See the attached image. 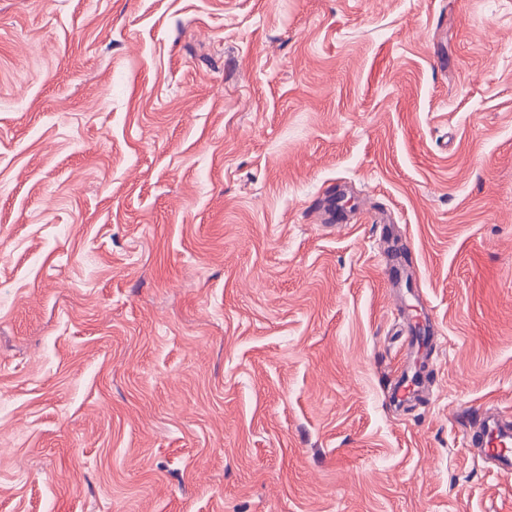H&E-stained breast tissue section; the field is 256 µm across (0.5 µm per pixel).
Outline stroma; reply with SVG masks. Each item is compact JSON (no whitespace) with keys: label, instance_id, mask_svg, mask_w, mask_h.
Instances as JSON below:
<instances>
[{"label":"stroma","instance_id":"stroma-1","mask_svg":"<svg viewBox=\"0 0 512 512\" xmlns=\"http://www.w3.org/2000/svg\"><path fill=\"white\" fill-rule=\"evenodd\" d=\"M487 407L512 0H0V512H512ZM465 445L474 456L492 466L497 473L512 472V421L487 408L477 431L469 432Z\"/></svg>","mask_w":512,"mask_h":512}]
</instances>
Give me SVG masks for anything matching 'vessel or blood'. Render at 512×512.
I'll return each mask as SVG.
<instances>
[{
  "label": "vessel or blood",
  "instance_id": "obj_1",
  "mask_svg": "<svg viewBox=\"0 0 512 512\" xmlns=\"http://www.w3.org/2000/svg\"><path fill=\"white\" fill-rule=\"evenodd\" d=\"M465 444L496 472H512V421L503 419L494 409L485 410L477 431L466 435Z\"/></svg>",
  "mask_w": 512,
  "mask_h": 512
}]
</instances>
